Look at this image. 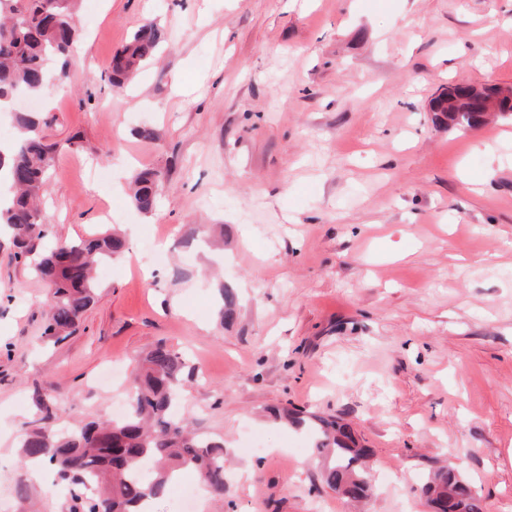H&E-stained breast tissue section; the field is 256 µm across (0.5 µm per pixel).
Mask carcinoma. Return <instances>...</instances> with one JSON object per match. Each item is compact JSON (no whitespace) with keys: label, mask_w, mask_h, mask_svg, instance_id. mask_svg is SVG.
I'll list each match as a JSON object with an SVG mask.
<instances>
[{"label":"carcinoma","mask_w":512,"mask_h":512,"mask_svg":"<svg viewBox=\"0 0 512 512\" xmlns=\"http://www.w3.org/2000/svg\"><path fill=\"white\" fill-rule=\"evenodd\" d=\"M80 0H0V104L17 95L37 97L51 81L48 62L66 68L78 37ZM162 42L158 27L147 22L113 56L109 80L120 88ZM431 100L448 127L467 130L483 123L487 92ZM55 146L46 141L36 116H18L8 148L0 147V180L6 179L11 200L0 203V228L12 237L15 257L32 265L47 284L44 336L56 343L71 336L98 296V270L123 253L125 241L112 229L86 239H56L45 249L38 242L49 234L41 202L54 164ZM159 200L156 173L141 171L134 179L132 203L152 213ZM220 324L233 323L237 298L219 288ZM188 365L182 356L159 345L133 364L127 413L119 420L98 418L68 430L58 428L66 409L52 389L33 397V414L23 424L22 464L39 460L60 482L69 485V512H140L139 505L164 496L171 473L192 470L216 496H224V440L197 432L180 414L181 381ZM274 419L295 427L309 425L321 483L349 500L369 496L371 449L340 418L310 415L295 409L273 411ZM432 512H482L468 479L452 464L432 473L422 487Z\"/></svg>","instance_id":"cac0c4a2"}]
</instances>
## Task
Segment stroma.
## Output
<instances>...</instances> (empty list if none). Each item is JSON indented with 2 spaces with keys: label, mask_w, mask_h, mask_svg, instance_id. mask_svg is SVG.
<instances>
[{
  "label": "stroma",
  "mask_w": 512,
  "mask_h": 512,
  "mask_svg": "<svg viewBox=\"0 0 512 512\" xmlns=\"http://www.w3.org/2000/svg\"><path fill=\"white\" fill-rule=\"evenodd\" d=\"M80 14L43 97L59 149L42 214L55 238L111 222L127 250L56 344L45 282L0 236V512H66L67 486L16 462L34 393L109 415L161 342L198 367L185 407L224 439L206 512H427L421 485L454 459L484 512H512V119L459 131L429 110L451 83L512 86V0H82ZM148 21L161 51L116 89L112 56ZM106 154L112 175L87 178ZM144 169L162 177L148 215L128 190ZM206 224L224 242L201 250ZM221 283L240 301L226 329ZM286 405L342 417L371 448L366 501L321 483L308 433L268 415Z\"/></svg>",
  "instance_id": "obj_1"
}]
</instances>
